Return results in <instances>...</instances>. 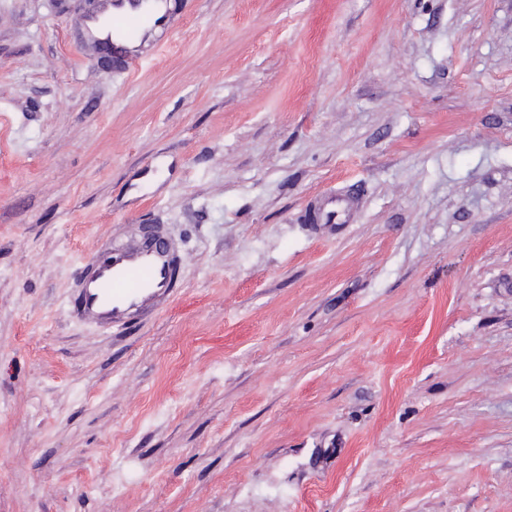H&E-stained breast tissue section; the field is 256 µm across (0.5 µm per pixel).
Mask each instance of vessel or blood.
<instances>
[{"label":"vessel or blood","mask_w":512,"mask_h":512,"mask_svg":"<svg viewBox=\"0 0 512 512\" xmlns=\"http://www.w3.org/2000/svg\"><path fill=\"white\" fill-rule=\"evenodd\" d=\"M142 0H116L112 28L137 37L147 19ZM180 286L178 251L163 231L131 233L93 254L79 274L75 310L97 326L122 327L161 311Z\"/></svg>","instance_id":"b4317fda"}]
</instances>
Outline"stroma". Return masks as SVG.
I'll return each instance as SVG.
<instances>
[{
  "label": "stroma",
  "instance_id": "stroma-1",
  "mask_svg": "<svg viewBox=\"0 0 512 512\" xmlns=\"http://www.w3.org/2000/svg\"><path fill=\"white\" fill-rule=\"evenodd\" d=\"M84 18L0 0V512H512V0ZM133 224L175 297L74 317ZM142 3L141 0H116L110 15L112 29L126 32L132 38L138 37L147 28V19L141 11ZM125 4L129 8L123 9Z\"/></svg>",
  "mask_w": 512,
  "mask_h": 512
}]
</instances>
